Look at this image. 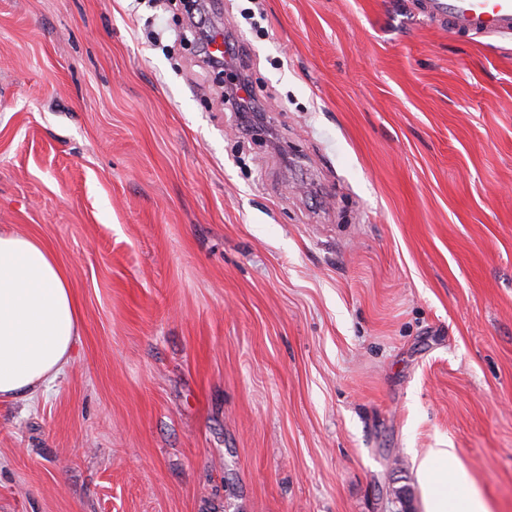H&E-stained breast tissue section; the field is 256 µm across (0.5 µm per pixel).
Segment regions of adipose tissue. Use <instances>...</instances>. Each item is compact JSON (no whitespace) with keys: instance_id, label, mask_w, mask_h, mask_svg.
<instances>
[{"instance_id":"1","label":"adipose tissue","mask_w":512,"mask_h":512,"mask_svg":"<svg viewBox=\"0 0 512 512\" xmlns=\"http://www.w3.org/2000/svg\"><path fill=\"white\" fill-rule=\"evenodd\" d=\"M81 336L70 282L41 240L0 229V399L35 397L70 362ZM450 448L419 461L424 512H490Z\"/></svg>"}]
</instances>
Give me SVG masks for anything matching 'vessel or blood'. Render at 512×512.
I'll return each instance as SVG.
<instances>
[{
    "instance_id": "1",
    "label": "vessel or blood",
    "mask_w": 512,
    "mask_h": 512,
    "mask_svg": "<svg viewBox=\"0 0 512 512\" xmlns=\"http://www.w3.org/2000/svg\"><path fill=\"white\" fill-rule=\"evenodd\" d=\"M417 15L455 35H512V0H415Z\"/></svg>"
}]
</instances>
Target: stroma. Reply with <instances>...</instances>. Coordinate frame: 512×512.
<instances>
[{"label":"stroma","mask_w":512,"mask_h":512,"mask_svg":"<svg viewBox=\"0 0 512 512\" xmlns=\"http://www.w3.org/2000/svg\"><path fill=\"white\" fill-rule=\"evenodd\" d=\"M412 2L0 0V228L81 320L0 512H423L431 448L512 512V37ZM212 52H219L224 56L217 58L212 56L204 46V51L201 53L203 63L206 64L211 70L218 69L221 72L224 71L227 66V60H235L238 56L236 44L229 37H225L223 40L222 35H217L211 43ZM231 71V78L228 83L224 84V92H222L221 98L224 100V104L233 106L236 112H241L242 121L248 125L254 123L253 120L258 119L261 116L260 112H264L260 109L251 94L247 93L246 96L240 94L241 91H247L249 86L248 73L245 69L228 68ZM225 69V70H226Z\"/></svg>","instance_id":"obj_1"}]
</instances>
